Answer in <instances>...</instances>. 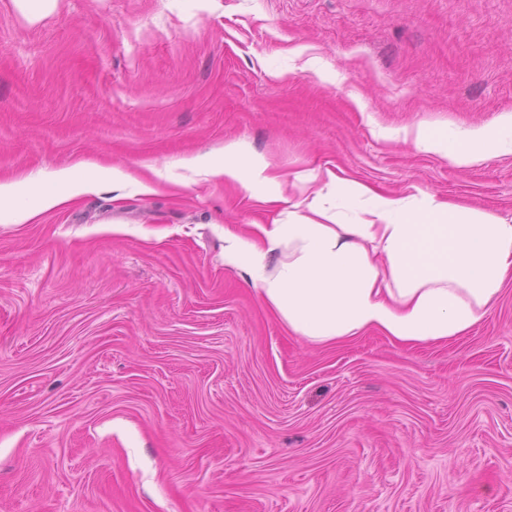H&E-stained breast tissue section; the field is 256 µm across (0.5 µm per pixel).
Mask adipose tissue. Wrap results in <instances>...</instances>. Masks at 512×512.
<instances>
[{"label": "adipose tissue", "instance_id": "obj_1", "mask_svg": "<svg viewBox=\"0 0 512 512\" xmlns=\"http://www.w3.org/2000/svg\"><path fill=\"white\" fill-rule=\"evenodd\" d=\"M404 140L467 168L512 154V113L483 127L422 125ZM72 171L36 178L35 206L20 205L13 186L0 184V210L24 224L96 189V180ZM206 174L260 202L287 203L271 223L225 228L224 263L243 271L288 331L310 343L368 329L404 345L460 336L512 280V221L436 193L379 191L329 167L288 180L238 141L225 143L223 163ZM62 183L69 191H59Z\"/></svg>", "mask_w": 512, "mask_h": 512}]
</instances>
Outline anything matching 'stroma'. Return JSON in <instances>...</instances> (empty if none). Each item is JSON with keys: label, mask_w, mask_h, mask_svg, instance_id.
<instances>
[{"label": "stroma", "mask_w": 512, "mask_h": 512, "mask_svg": "<svg viewBox=\"0 0 512 512\" xmlns=\"http://www.w3.org/2000/svg\"><path fill=\"white\" fill-rule=\"evenodd\" d=\"M506 111L512 0H0V183L100 166L0 222V512H512V283L460 337L312 345L224 264L276 208L204 171L237 140L512 220V155L381 136ZM17 8L30 20L37 21L54 11L58 0H14ZM94 166L89 161H79L72 167L55 172L48 177L28 176L22 183L36 184L35 191L39 198L37 206H23L14 199V186L0 184V216L4 211L9 212L10 220L14 224H24L35 220L43 211L60 207L73 196L93 192L97 188V181L92 178L74 179L75 170H87ZM59 183H69L70 192H61L57 189Z\"/></svg>", "instance_id": "35a3bbf8"}]
</instances>
